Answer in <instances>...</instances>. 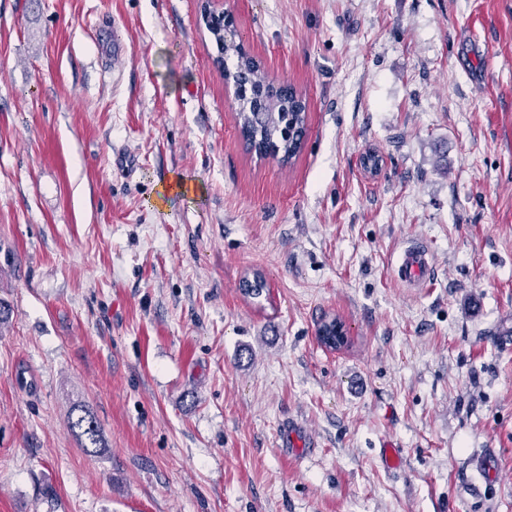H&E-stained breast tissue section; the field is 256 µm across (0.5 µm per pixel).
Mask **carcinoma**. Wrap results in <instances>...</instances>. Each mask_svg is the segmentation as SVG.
Listing matches in <instances>:
<instances>
[{"label":"carcinoma","mask_w":512,"mask_h":512,"mask_svg":"<svg viewBox=\"0 0 512 512\" xmlns=\"http://www.w3.org/2000/svg\"><path fill=\"white\" fill-rule=\"evenodd\" d=\"M220 53L218 63L224 66V77L235 87L241 103L238 128L246 147L261 155L273 154L283 163L290 162L302 149L301 132L305 126L306 105L301 94L288 83L275 84L268 80L260 64L241 46L225 39L224 21L208 20ZM235 57L234 68L226 59ZM72 428L94 448L101 445V431L88 414L72 422Z\"/></svg>","instance_id":"obj_1"}]
</instances>
